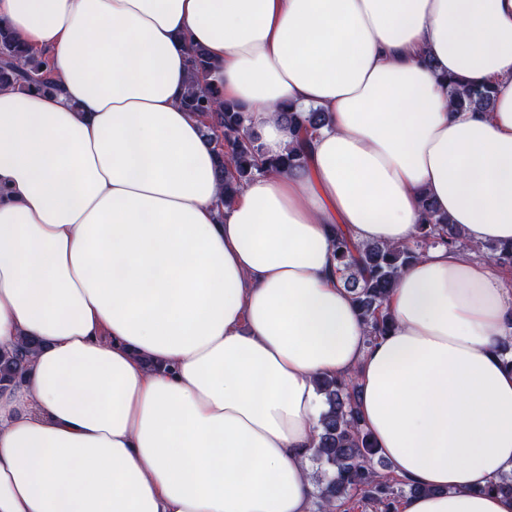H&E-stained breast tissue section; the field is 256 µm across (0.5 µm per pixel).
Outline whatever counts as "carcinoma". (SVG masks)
<instances>
[{
    "instance_id": "1",
    "label": "carcinoma",
    "mask_w": 512,
    "mask_h": 512,
    "mask_svg": "<svg viewBox=\"0 0 512 512\" xmlns=\"http://www.w3.org/2000/svg\"><path fill=\"white\" fill-rule=\"evenodd\" d=\"M212 63L199 47L190 54V84L183 97L184 108L202 119L204 132L214 143L224 180V199L239 193L244 184L266 170L292 171L306 165L304 141L310 129L328 124L326 113L317 109L283 112L281 117L294 133L288 152L278 158L263 157L251 116L237 104L222 100L208 77ZM0 86L17 90L57 89L47 59L22 44L9 27L0 23ZM448 96L458 109L490 110L495 92L490 87H469L457 78L448 79ZM432 244L476 249L448 225L433 205L422 201V224L412 246L380 243L356 245L345 235L336 237V257L343 282L366 319L369 337L378 338L390 326L384 302L405 267ZM490 258L512 268V244L491 246ZM26 343L0 350V388L7 389L23 377L28 361ZM326 410L320 420L311 460L319 465L317 480L319 512H337L356 494L374 504L379 512H395L404 493L419 494L424 488L404 480L389 479L371 468L376 448L360 424L356 411V385L351 378L324 376L316 379Z\"/></svg>"
}]
</instances>
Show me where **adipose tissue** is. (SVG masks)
Returning <instances> with one entry per match:
<instances>
[{
  "instance_id": "ef3b65f1",
  "label": "adipose tissue",
  "mask_w": 512,
  "mask_h": 512,
  "mask_svg": "<svg viewBox=\"0 0 512 512\" xmlns=\"http://www.w3.org/2000/svg\"><path fill=\"white\" fill-rule=\"evenodd\" d=\"M57 91L0 87V512H313L315 379L354 376L397 512H512V270L443 245L367 327L336 260L412 243L429 200L512 242V0H0ZM298 171L225 202L182 96L192 47ZM494 86L454 109L448 80ZM27 343L12 350H0V388L7 389L17 384L23 377L28 361L29 349Z\"/></svg>"
}]
</instances>
